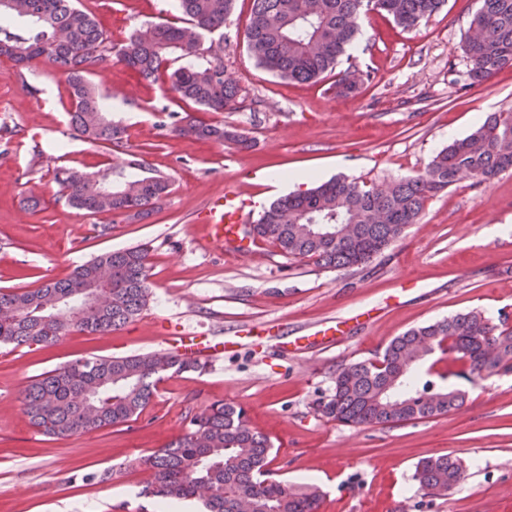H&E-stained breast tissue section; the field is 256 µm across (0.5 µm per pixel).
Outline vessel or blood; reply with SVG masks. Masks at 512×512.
I'll return each mask as SVG.
<instances>
[{"label":"vessel or blood","instance_id":"vessel-or-blood-1","mask_svg":"<svg viewBox=\"0 0 512 512\" xmlns=\"http://www.w3.org/2000/svg\"><path fill=\"white\" fill-rule=\"evenodd\" d=\"M263 204L257 191H242L233 186L209 197L195 218L196 223L206 227L205 247L231 255L254 253L255 245L243 235L242 227ZM342 326V321L335 319L309 326L302 329L297 341L308 346L331 343L342 335ZM235 345V340L228 336L187 330L171 340L173 354L189 363L219 359L224 353L233 351Z\"/></svg>","mask_w":512,"mask_h":512}]
</instances>
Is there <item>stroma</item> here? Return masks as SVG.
I'll use <instances>...</instances> for the list:
<instances>
[{
    "label": "stroma",
    "instance_id": "obj_1",
    "mask_svg": "<svg viewBox=\"0 0 512 512\" xmlns=\"http://www.w3.org/2000/svg\"><path fill=\"white\" fill-rule=\"evenodd\" d=\"M123 43L146 21L182 15L172 0H80ZM250 0H237L224 29V66L243 106L215 121L247 134L251 149L167 135L158 109L197 113L121 64L95 76L129 153L169 175L170 194L128 219L71 209L52 170L94 172L127 155L69 136L66 82L42 61L0 58V289L33 288L92 257L146 251L151 296L131 322L104 336L77 333L53 347L0 345V512H156L138 461L185 433L211 402L244 407L274 444L270 469L292 483H318L320 512H512V373L459 380L463 409L387 426L349 427L315 410L337 368L374 357L405 331L459 312L512 315V170L463 178L430 197L416 224L366 263L322 269L289 260L267 243L257 255L225 256L201 244L196 211L250 173L310 170L316 182L344 176L382 185L423 174L452 140L494 112L512 109V66L476 84L464 51L480 0H444L406 30L372 10L356 49L318 82L297 83L258 67L243 37ZM369 80L346 97L333 91L353 72ZM111 225L101 236L96 225ZM369 310L330 346L292 350L298 328ZM259 326L276 335L256 336ZM226 336L242 346L223 361L159 383L151 404L124 424L67 438L32 428L18 400L32 380L79 358L165 350L180 330ZM459 457L464 480L430 497L412 479L418 460ZM109 480H102V473Z\"/></svg>",
    "mask_w": 512,
    "mask_h": 512
}]
</instances>
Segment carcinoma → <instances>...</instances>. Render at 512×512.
Returning a JSON list of instances; mask_svg holds the SVG:
<instances>
[{
  "instance_id": "1",
  "label": "carcinoma",
  "mask_w": 512,
  "mask_h": 512,
  "mask_svg": "<svg viewBox=\"0 0 512 512\" xmlns=\"http://www.w3.org/2000/svg\"><path fill=\"white\" fill-rule=\"evenodd\" d=\"M23 2L25 12L19 13L9 0H0V56L19 63L44 60L55 67L68 83L70 129L87 142L126 150L124 128L107 116L90 81L114 60L139 79L207 112L239 108L238 81L225 69L223 58L205 47L208 37L223 38L235 0H176L184 24L163 18L148 21L119 46L76 0ZM443 2L252 0L246 48L259 66L281 78L316 81L335 69L369 8L413 29ZM481 2L465 43L475 83L512 65V0ZM159 127L174 137L251 147L245 134L189 115L162 111ZM126 166L143 175L127 179L123 169L108 165L94 173L60 167L55 177L71 209L142 217L169 195L170 182L140 159H130ZM507 169H512V110L489 115L467 137L442 150L423 174L395 181L386 189L332 179L279 198L250 225L247 236L273 244L286 258L309 259L323 268L362 265L416 223L431 196L463 176L483 181ZM320 224H358L359 239L350 243L326 236ZM104 270L112 274L114 300L78 323L45 320L48 305L72 299ZM150 288L147 255L133 247L100 254L66 277L37 288L0 289V309L13 313L10 319L0 318V343L52 347L73 331L110 334L140 314ZM159 356L147 352L94 357L90 368L83 359L56 368L25 387L20 397L24 413L38 432L53 438L123 424L150 405L166 374L198 368L168 354V368L160 370ZM500 373H512L508 315H501L497 328L484 313L470 310L406 331L374 359L340 366L333 394L318 401L316 410L346 426L428 419L459 410L466 402L465 392L451 379ZM87 392L95 394V412L86 409ZM272 450L271 440L251 427L242 407L214 402L192 417L188 432L154 451L143 464L151 474L150 493L180 501L201 497L205 512H236L238 494L257 503L258 512H319L322 492L317 485L272 476ZM463 474V461L443 454L418 461L413 480L427 495L446 496Z\"/></svg>"
}]
</instances>
